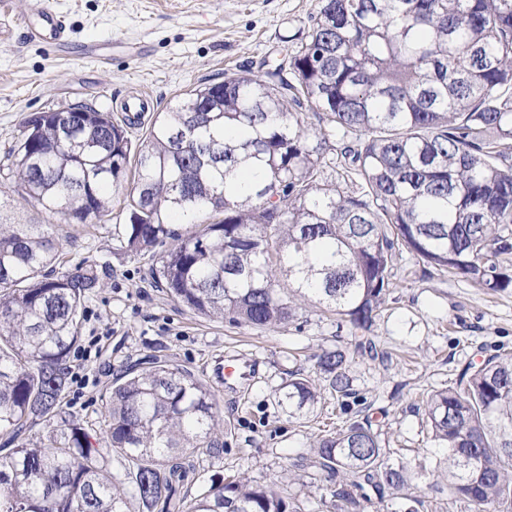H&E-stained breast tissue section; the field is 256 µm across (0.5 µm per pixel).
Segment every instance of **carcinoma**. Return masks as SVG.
Returning a JSON list of instances; mask_svg holds the SVG:
<instances>
[{"label":"carcinoma","mask_w":512,"mask_h":512,"mask_svg":"<svg viewBox=\"0 0 512 512\" xmlns=\"http://www.w3.org/2000/svg\"><path fill=\"white\" fill-rule=\"evenodd\" d=\"M289 57L292 78L224 75L174 96L137 149L110 112H38L4 179L45 211L81 222L112 212L109 190L134 165L118 230L126 252L151 253L156 283L197 314L284 328L300 302L368 331L395 258L490 292L512 289V0H318ZM329 129L311 133L307 111ZM340 149L334 178H323ZM190 226L185 234L173 220ZM50 224L0 221V512H302L275 484L230 476L177 497L202 457L224 450L211 387L159 362L121 372L101 442L62 398L97 270L58 273ZM279 404L311 412L321 391L348 413L347 353L317 357ZM444 452L448 508L512 512V352L468 365L428 395ZM40 425L42 438L22 439ZM120 459L113 472L110 455ZM369 421L320 439L306 467L327 475L334 512L377 498L420 512L416 473L392 459Z\"/></svg>","instance_id":"carcinoma-1"}]
</instances>
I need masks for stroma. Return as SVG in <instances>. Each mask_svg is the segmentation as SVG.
I'll list each match as a JSON object with an SVG mask.
<instances>
[{"mask_svg":"<svg viewBox=\"0 0 512 512\" xmlns=\"http://www.w3.org/2000/svg\"><path fill=\"white\" fill-rule=\"evenodd\" d=\"M48 3L65 16L75 45L62 55L19 31L0 42L2 169L33 113L68 105L109 112L131 93L153 100L141 125L129 131L140 144L154 112L173 96L229 73L260 75L286 59L317 8V0ZM131 188L128 178L113 187L110 217L87 225L61 223L17 190L0 196L1 221L55 225L63 238L61 271L85 264L100 278L84 311L81 340L67 359V412L99 434L114 375L155 358L167 361L212 386L222 418L224 451L203 458L195 489L240 475L255 484L279 483L302 501L304 512H329L322 475L296 463L346 417L328 395L300 418L289 416L278 398L295 372L314 374L315 355L338 347L349 354L353 385L374 429L419 472L411 491L424 500V512H448L447 494L428 488L445 464L426 427L422 399L453 385L469 362L512 352V290L482 292L402 253L369 333L381 352L377 358L355 352L348 328L309 304L276 331L201 318L154 283L152 255L122 249L115 226L125 218ZM225 357L259 367L242 394L225 393L213 376Z\"/></svg>","mask_w":512,"mask_h":512,"instance_id":"35a3bbf8","label":"stroma"}]
</instances>
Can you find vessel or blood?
<instances>
[{"label":"vessel or blood","mask_w":512,"mask_h":512,"mask_svg":"<svg viewBox=\"0 0 512 512\" xmlns=\"http://www.w3.org/2000/svg\"><path fill=\"white\" fill-rule=\"evenodd\" d=\"M17 23L22 25L26 39L47 42L61 52L69 51L72 45L64 15L47 0H8L6 11L0 13L1 41L9 40Z\"/></svg>","instance_id":"1"}]
</instances>
